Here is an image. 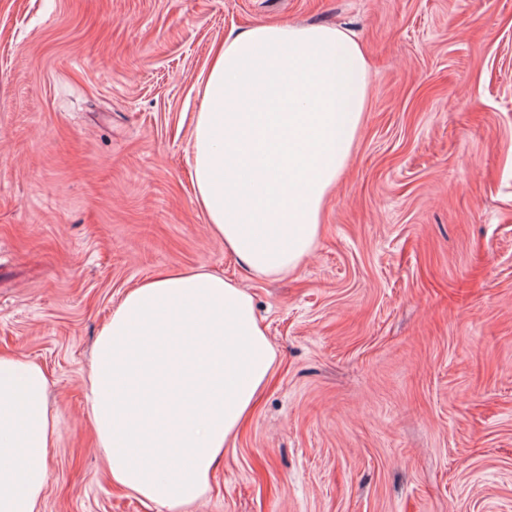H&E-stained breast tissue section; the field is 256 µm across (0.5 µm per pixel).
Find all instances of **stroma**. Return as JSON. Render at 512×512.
<instances>
[{"instance_id": "35a3bbf8", "label": "stroma", "mask_w": 512, "mask_h": 512, "mask_svg": "<svg viewBox=\"0 0 512 512\" xmlns=\"http://www.w3.org/2000/svg\"><path fill=\"white\" fill-rule=\"evenodd\" d=\"M278 21L353 32L371 95L272 281L210 235L192 143L212 46ZM200 265L280 366L181 512H512V0H0V352L51 383L40 512H163L112 484L87 375L127 290Z\"/></svg>"}]
</instances>
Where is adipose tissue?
I'll return each instance as SVG.
<instances>
[{
  "label": "adipose tissue",
  "instance_id": "obj_1",
  "mask_svg": "<svg viewBox=\"0 0 512 512\" xmlns=\"http://www.w3.org/2000/svg\"><path fill=\"white\" fill-rule=\"evenodd\" d=\"M364 48L342 29L260 23L212 51L195 117L196 203L252 273L313 253L363 125ZM277 355L237 282L206 267L141 281L102 327L88 412L113 483L180 512L252 412ZM40 365L0 355V512H37L58 438Z\"/></svg>",
  "mask_w": 512,
  "mask_h": 512
}]
</instances>
